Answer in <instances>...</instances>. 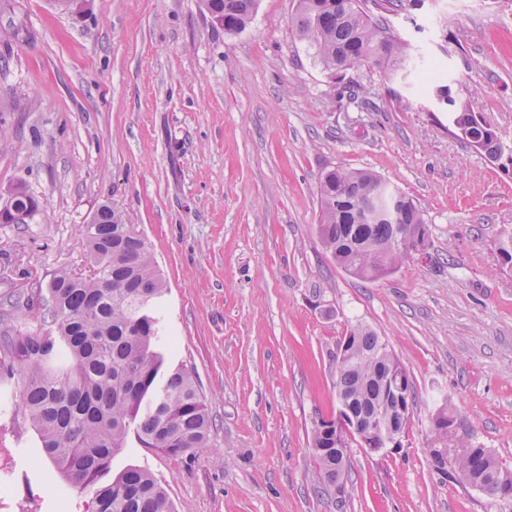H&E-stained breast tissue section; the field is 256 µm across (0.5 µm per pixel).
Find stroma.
I'll use <instances>...</instances> for the list:
<instances>
[{
	"instance_id": "35a3bbf8",
	"label": "stroma",
	"mask_w": 512,
	"mask_h": 512,
	"mask_svg": "<svg viewBox=\"0 0 512 512\" xmlns=\"http://www.w3.org/2000/svg\"><path fill=\"white\" fill-rule=\"evenodd\" d=\"M297 0H258L228 33L201 0H0V194L39 201L0 224V297L46 298L54 274L92 271L81 224L102 203L147 240L165 283L171 361L194 372L208 445L172 457L128 443L113 472L149 471L174 512H512L442 473L445 445L487 448L512 469V165L448 130L415 77L372 64L344 78L297 39ZM390 32L512 147V0H403ZM370 112L346 108L343 80ZM365 169L407 193L423 246L376 281L342 270L319 237L327 171ZM380 336L415 391L402 445L351 440L336 484L323 479L315 424L335 419L336 352L356 326ZM0 385V512H94L43 455ZM19 186L21 192L14 197L13 211L10 212L9 217V201L4 205L1 204L0 220L8 219L5 223L0 222V224H28V221L32 220L38 212L39 202L36 197L30 194L22 185Z\"/></svg>"
}]
</instances>
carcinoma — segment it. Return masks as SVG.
I'll list each match as a JSON object with an SVG mask.
<instances>
[{
	"instance_id": "1",
	"label": "carcinoma",
	"mask_w": 512,
	"mask_h": 512,
	"mask_svg": "<svg viewBox=\"0 0 512 512\" xmlns=\"http://www.w3.org/2000/svg\"><path fill=\"white\" fill-rule=\"evenodd\" d=\"M211 14L224 19V31L250 23L258 0H202ZM401 0H297L295 34L308 43L325 70L339 74L354 63H372L392 77L411 74L412 58L404 43L388 34L383 12ZM349 104L369 110L372 104L358 84L345 86ZM434 97L446 101L448 123L463 140L475 136L480 152L492 163L506 145L490 127L474 126L467 101L448 85H437ZM355 194L383 207L398 198L396 223L410 232L409 249L369 254L338 250L352 235L384 244L392 227L385 220L363 224L344 210L343 198ZM318 233L336 263L351 275L377 280L391 274L409 251L424 242L427 223L412 198L359 169L326 172L317 190ZM9 224H26L39 202L25 187L14 197ZM81 234L96 264L93 276L74 277L59 271L51 280L49 299L38 306L9 301L15 320L34 327L0 329V379L23 380L20 405L36 430L44 455L68 484L92 492L95 512H172L164 489L139 467L112 479V458L129 441L170 456L190 455L207 446L211 420L203 396L189 370L168 361L162 342L160 307L164 283L145 238L124 215L105 203ZM346 352L376 354L379 361L341 363L338 380L345 392L367 403L379 397L381 366L403 368L377 334L363 326L350 330ZM313 447H336V428L321 422ZM462 478L483 494L497 498L498 487L512 485V471L485 448L460 455L454 463Z\"/></svg>"
}]
</instances>
